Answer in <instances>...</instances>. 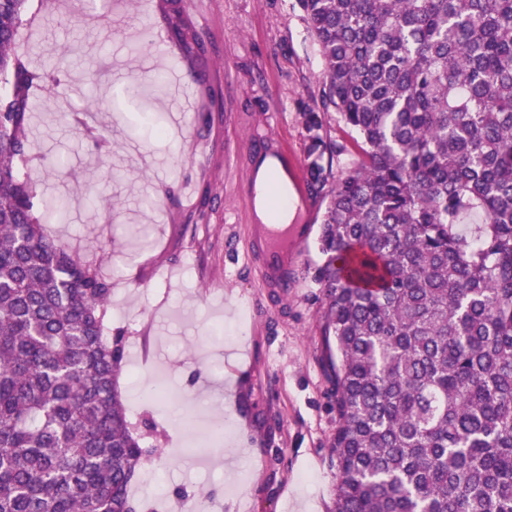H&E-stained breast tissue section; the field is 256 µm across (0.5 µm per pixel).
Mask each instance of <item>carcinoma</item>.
<instances>
[{"label":"carcinoma","mask_w":512,"mask_h":512,"mask_svg":"<svg viewBox=\"0 0 512 512\" xmlns=\"http://www.w3.org/2000/svg\"><path fill=\"white\" fill-rule=\"evenodd\" d=\"M318 92L358 139L302 113L307 186L327 190L316 270L336 429L333 512H512V0H299ZM28 0H0V512H136L147 448L106 336L112 279L47 229L17 175L33 90ZM170 21L200 55L195 24ZM466 215L483 223L470 237Z\"/></svg>","instance_id":"carcinoma-1"}]
</instances>
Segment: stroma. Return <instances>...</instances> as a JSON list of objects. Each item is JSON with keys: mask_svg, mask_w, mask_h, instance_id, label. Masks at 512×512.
Masks as SVG:
<instances>
[{"mask_svg": "<svg viewBox=\"0 0 512 512\" xmlns=\"http://www.w3.org/2000/svg\"><path fill=\"white\" fill-rule=\"evenodd\" d=\"M86 0L66 9L30 0L18 43L32 68L61 62L68 90L46 107L37 92L34 149L18 169L41 196L70 202L49 230L112 278L109 332L122 333L120 389L135 429L162 431L161 457L132 487L138 512H332L336 428L320 330L324 298L316 247L327 200L303 188L302 115L357 153L356 135L315 97L323 62L298 0H209L196 28L213 105L160 140L133 138L125 113L99 115L107 143L81 134L80 105L112 95L121 79L151 83V41L130 36L150 20L104 6L86 20ZM70 158L67 175L52 157ZM287 154L297 189L293 221L312 233L298 244L295 286H262L249 246L253 201L244 188L257 160ZM97 194L96 204L87 197ZM150 230L149 242L136 231ZM165 373L177 395L145 400Z\"/></svg>", "mask_w": 512, "mask_h": 512, "instance_id": "obj_1", "label": "stroma"}]
</instances>
